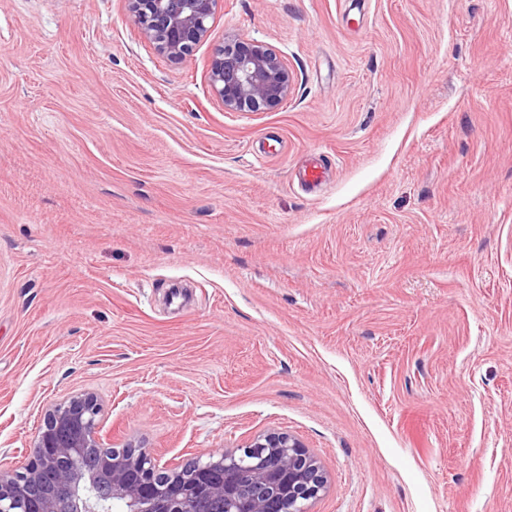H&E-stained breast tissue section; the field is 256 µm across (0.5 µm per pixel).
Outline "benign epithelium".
<instances>
[{"instance_id":"obj_1","label":"benign epithelium","mask_w":512,"mask_h":512,"mask_svg":"<svg viewBox=\"0 0 512 512\" xmlns=\"http://www.w3.org/2000/svg\"><path fill=\"white\" fill-rule=\"evenodd\" d=\"M127 2L156 49L181 60L209 36L223 0ZM208 85L224 111L262 112L288 99L292 76L274 51L234 38L216 49ZM101 411L90 392L47 409L22 464H0V512H309L328 483L317 458L287 432L163 463L141 444L105 447Z\"/></svg>"}]
</instances>
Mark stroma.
Listing matches in <instances>:
<instances>
[{"label": "stroma", "mask_w": 512, "mask_h": 512, "mask_svg": "<svg viewBox=\"0 0 512 512\" xmlns=\"http://www.w3.org/2000/svg\"><path fill=\"white\" fill-rule=\"evenodd\" d=\"M234 37L281 105L212 96ZM80 392L165 461L296 435L311 512H512V0H224L180 61L0 0V461ZM208 85L227 112H262L288 99L292 76L274 51L243 38L225 40L208 68ZM327 175V166L318 162L305 164L296 174L299 184L306 191L321 186L326 181Z\"/></svg>", "instance_id": "1"}]
</instances>
